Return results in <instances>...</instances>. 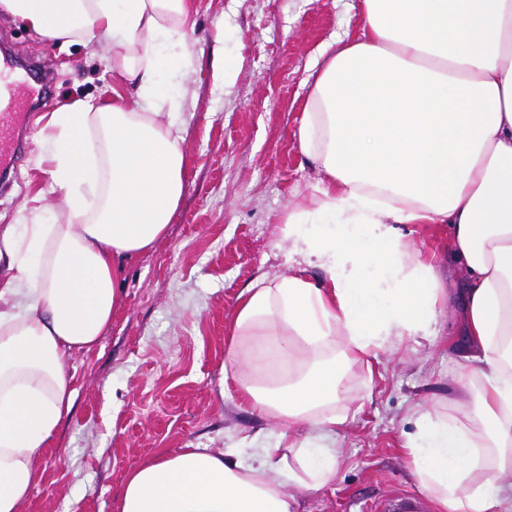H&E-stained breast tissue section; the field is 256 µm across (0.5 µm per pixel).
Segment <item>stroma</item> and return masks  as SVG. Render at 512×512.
Here are the masks:
<instances>
[{
    "label": "stroma",
    "mask_w": 512,
    "mask_h": 512,
    "mask_svg": "<svg viewBox=\"0 0 512 512\" xmlns=\"http://www.w3.org/2000/svg\"><path fill=\"white\" fill-rule=\"evenodd\" d=\"M359 0H195L196 56L178 92L186 122L185 190L166 236L129 265L124 303L100 345L75 355L72 412L42 452L25 512H116L127 473L159 450L238 449L241 437L277 434L274 417L240 403L224 365L237 297L257 278L289 272L278 214L315 193L319 174L294 136L322 49L359 26ZM0 41L40 61L52 80L42 106L24 109L26 143L0 182V226L20 224L34 184L35 121L75 100L111 96L121 80L97 40L63 46L0 17ZM235 64L216 87L213 49ZM462 365L427 341L375 349L349 369L334 484L298 497V512H358L383 490L418 493L398 452L414 410L450 413Z\"/></svg>",
    "instance_id": "1"
}]
</instances>
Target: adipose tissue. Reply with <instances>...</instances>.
I'll return each instance as SVG.
<instances>
[{
  "label": "adipose tissue",
  "mask_w": 512,
  "mask_h": 512,
  "mask_svg": "<svg viewBox=\"0 0 512 512\" xmlns=\"http://www.w3.org/2000/svg\"><path fill=\"white\" fill-rule=\"evenodd\" d=\"M1 13L51 41L98 38L135 88L50 114L37 168L59 204L34 189L24 235H0V512H24L73 409L68 359L109 332L122 272L184 194L167 82L193 63L194 0H0ZM296 137L316 195L279 215L289 273L239 294L224 371L279 432L243 436L242 454H160L127 474L117 512H293L296 492L335 483L345 371L407 338L448 344L444 279L408 250L417 224L448 227L468 367L458 418L417 413L400 452L439 512H512V0H360V32L314 73Z\"/></svg>",
  "instance_id": "1"
}]
</instances>
